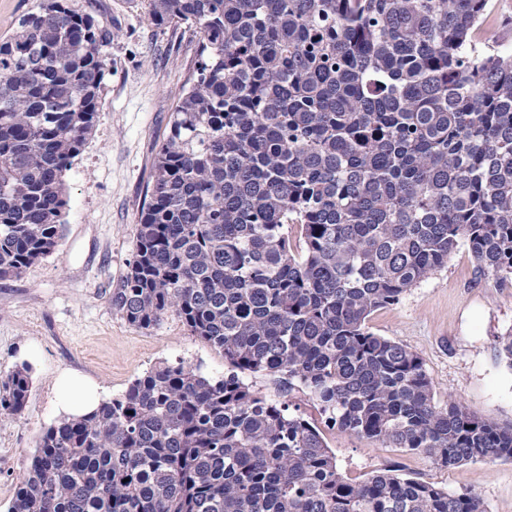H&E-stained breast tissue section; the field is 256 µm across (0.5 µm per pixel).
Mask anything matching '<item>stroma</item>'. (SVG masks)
I'll return each mask as SVG.
<instances>
[{"mask_svg": "<svg viewBox=\"0 0 512 512\" xmlns=\"http://www.w3.org/2000/svg\"><path fill=\"white\" fill-rule=\"evenodd\" d=\"M70 3L110 27L112 43L105 50L95 131L64 176L63 236L21 277L0 281V373L25 363L32 379L24 412L0 418V512H7L41 431L58 419L59 372L92 378L107 400L162 361L182 360L212 377L224 373L223 354L190 335L175 313L142 330L111 303L132 257L155 153L195 67L201 35L155 26L146 0ZM367 325L422 358L437 399L452 397L479 416L512 424V369L498 347L512 331V280L481 274L468 246H458L447 266L398 303L372 313ZM247 381L260 394L319 419L300 387L263 373ZM323 435L348 480L396 469L451 492H475L488 512H512L510 460L444 468L336 429Z\"/></svg>", "mask_w": 512, "mask_h": 512, "instance_id": "obj_1", "label": "stroma"}]
</instances>
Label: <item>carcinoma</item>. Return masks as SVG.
I'll use <instances>...</instances> for the list:
<instances>
[{
	"label": "carcinoma",
	"mask_w": 512,
	"mask_h": 512,
	"mask_svg": "<svg viewBox=\"0 0 512 512\" xmlns=\"http://www.w3.org/2000/svg\"><path fill=\"white\" fill-rule=\"evenodd\" d=\"M487 0H148L201 34L112 308L174 312L224 376L161 362L44 428L7 512H487L384 469L345 479L319 429L244 374L298 383L326 423L444 467L512 460V424L435 397L366 327L465 243L512 279V52ZM112 31L47 0L0 42V280L62 235L64 173L95 130ZM302 228L294 248L288 225ZM31 369L0 377V416Z\"/></svg>",
	"instance_id": "carcinoma-1"
}]
</instances>
